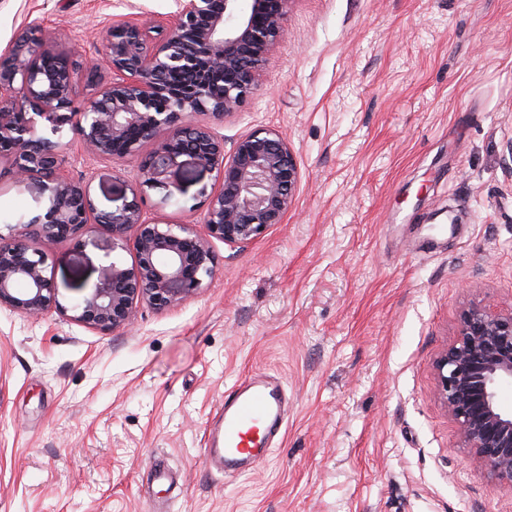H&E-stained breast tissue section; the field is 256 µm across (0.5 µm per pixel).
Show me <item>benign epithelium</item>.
Listing matches in <instances>:
<instances>
[{"mask_svg":"<svg viewBox=\"0 0 512 512\" xmlns=\"http://www.w3.org/2000/svg\"><path fill=\"white\" fill-rule=\"evenodd\" d=\"M292 0H177L164 22L128 15L112 18L95 56L49 69L55 56L48 41L17 40L0 54V163L19 182L32 183L45 198L42 213L0 234V308L37 318L61 307L45 261L32 238L85 245V227L99 224L124 248L133 233L131 266L114 261L103 268L101 286L74 306L73 319L112 331L131 325L136 306L166 309L193 297L215 271L211 241L247 244L284 221L300 181L293 146L279 133L256 130L241 136L230 153L224 136L194 116L222 122L258 90L267 54L281 40ZM163 34L151 41L149 33ZM106 67L109 82L90 88L74 107L79 71L96 77ZM224 73V93L213 95L211 76ZM181 77L178 89L169 76ZM70 123L83 152L95 159L127 158L145 143L154 150L141 162L138 190L175 196L164 176L187 156L217 173L219 184L199 190L204 211L190 223L171 224L144 216L138 198L117 210L99 211L90 181L60 175L62 145L56 135ZM203 224L207 233L195 230ZM437 396L458 426L463 447L494 481L512 490V411L502 408L498 387L512 382V312L471 306L460 315L455 340L435 361Z\"/></svg>","mask_w":512,"mask_h":512,"instance_id":"benign-epithelium-1","label":"benign epithelium"}]
</instances>
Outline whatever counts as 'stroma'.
Masks as SVG:
<instances>
[{"instance_id":"35a3bbf8","label":"stroma","mask_w":512,"mask_h":512,"mask_svg":"<svg viewBox=\"0 0 512 512\" xmlns=\"http://www.w3.org/2000/svg\"><path fill=\"white\" fill-rule=\"evenodd\" d=\"M174 0H0V51L25 35L91 52L117 14L161 19ZM263 88L219 131L272 129L300 182L283 223L214 241L197 294L133 330L73 320L113 250L36 238L59 307L0 309V512H512V490L469 459L436 395L434 361L472 302L512 308V0H293ZM63 176L97 208L131 200L139 155L90 159L76 128ZM167 205L189 218L216 175L180 158ZM455 212L435 250L430 225ZM282 378L288 422L251 474L203 462L225 392ZM177 485L153 481L157 463Z\"/></svg>"}]
</instances>
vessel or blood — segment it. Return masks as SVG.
I'll list each match as a JSON object with an SVG mask.
<instances>
[{"mask_svg":"<svg viewBox=\"0 0 512 512\" xmlns=\"http://www.w3.org/2000/svg\"><path fill=\"white\" fill-rule=\"evenodd\" d=\"M288 419V395L268 374L243 377L224 397L219 425L210 429L204 461L237 476L252 470L270 451Z\"/></svg>","mask_w":512,"mask_h":512,"instance_id":"1","label":"vessel or blood"}]
</instances>
